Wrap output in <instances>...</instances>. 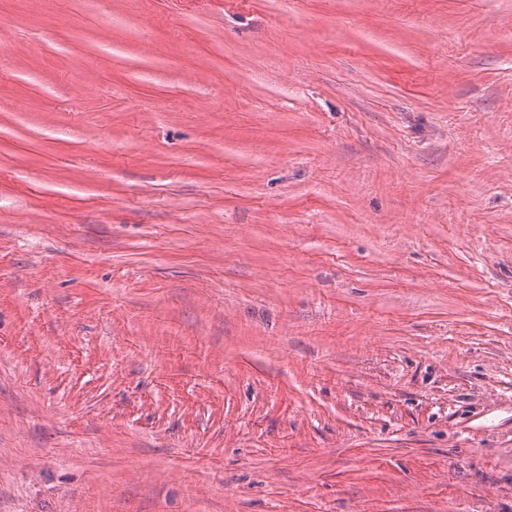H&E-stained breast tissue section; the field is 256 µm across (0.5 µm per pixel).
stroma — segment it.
Returning <instances> with one entry per match:
<instances>
[{"label": "stroma", "mask_w": 512, "mask_h": 512, "mask_svg": "<svg viewBox=\"0 0 512 512\" xmlns=\"http://www.w3.org/2000/svg\"><path fill=\"white\" fill-rule=\"evenodd\" d=\"M0 512H512V0H0Z\"/></svg>", "instance_id": "stroma-1"}]
</instances>
